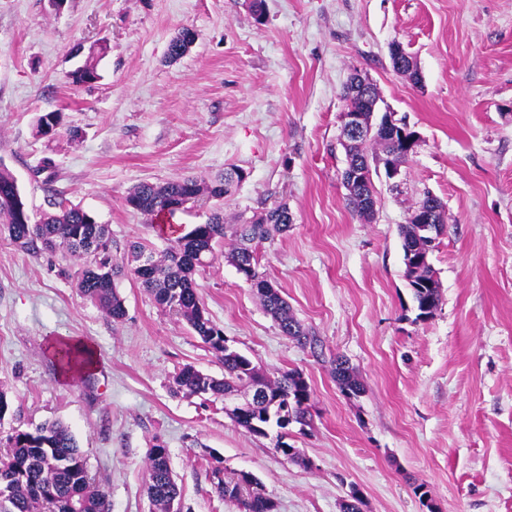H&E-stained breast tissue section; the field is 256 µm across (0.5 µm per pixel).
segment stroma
<instances>
[{"label": "stroma", "mask_w": 512, "mask_h": 512, "mask_svg": "<svg viewBox=\"0 0 512 512\" xmlns=\"http://www.w3.org/2000/svg\"><path fill=\"white\" fill-rule=\"evenodd\" d=\"M195 42L169 61L170 39ZM400 43L422 75L396 73ZM99 78L69 74L99 44ZM360 74L381 111L406 117L419 141L396 178L372 174L377 214L348 205L342 88ZM63 115L53 135L36 121ZM56 167L38 172L43 157ZM0 164L32 213L49 188L108 225L119 252L162 249L200 205L163 220L126 203L142 182L245 173L223 202L240 224L281 203L294 222L260 248L310 344L284 336L229 254L195 275L209 317L229 345L269 376L295 370L311 390L307 426L288 428L299 455L274 450L224 413L177 393L187 365L220 378L224 366L182 320L134 279L118 291L116 323L83 299L60 254L28 253L0 238V390L11 408L3 437L48 420L84 452L111 512H154L145 489L150 448L163 444L183 512H239L212 490L209 464L251 473L278 512H341L351 488L363 512H512V0H0ZM445 207L430 255L442 304L414 319L400 228L425 195ZM94 345L98 367L63 378L57 337ZM356 371L346 397L332 369Z\"/></svg>", "instance_id": "1"}]
</instances>
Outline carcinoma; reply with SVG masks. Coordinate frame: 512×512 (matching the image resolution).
<instances>
[{"instance_id":"carcinoma-1","label":"carcinoma","mask_w":512,"mask_h":512,"mask_svg":"<svg viewBox=\"0 0 512 512\" xmlns=\"http://www.w3.org/2000/svg\"><path fill=\"white\" fill-rule=\"evenodd\" d=\"M195 41L190 29L179 31L169 42L167 55L181 58ZM74 84L99 79L95 57L69 74ZM61 115L50 112L40 116L36 134L46 136L50 126L58 125ZM368 141L347 150L348 164L371 163L376 156L367 151ZM238 168L231 166L213 179L184 177L163 183L142 182L133 187L127 204L141 214L152 217L174 214L187 205L222 200L230 188L229 177ZM50 210L32 220L23 193L13 174L0 165V233L18 249L36 252L43 248L58 252L73 261L75 288L86 300L102 309L113 321L126 315L125 301L116 288V280L130 277L150 293L155 302L179 319L214 351L224 364L220 379L191 366L182 368L173 378L176 392L209 396L222 400L255 385L264 388V400L234 419L248 432L267 437L269 428L285 429L295 422L307 424L311 393L296 370L270 378L235 349L224 350V332L208 316L201 303L194 280L195 272L212 265L217 258L215 247L231 241V259L237 271L256 290L266 312L277 322L282 333L304 343L310 337L290 312L279 289L259 271L257 245L269 237V227L285 232L293 215L279 204L254 216L244 224H226L219 211L209 214L203 224H194L182 236L171 241L158 253L145 244L132 246V263L112 251V237L106 224L78 205L67 201L64 192L49 189ZM403 260L412 291L415 321L424 322L438 310L442 296L435 271L425 261L435 248L423 224L401 226ZM77 348L67 342L58 344L55 358L64 368L77 362ZM336 383L345 395L357 396L363 385L347 361L338 359L334 368ZM9 451L0 456V512H110L105 493L89 472L84 453L67 426L60 422L41 424L31 430H14L6 439ZM212 484L218 498L237 503L242 512H276L277 504L258 489L256 480L243 474L227 479L222 460L215 459ZM147 494L156 512H171L180 496L169 465V451L156 444L147 462Z\"/></svg>"}]
</instances>
